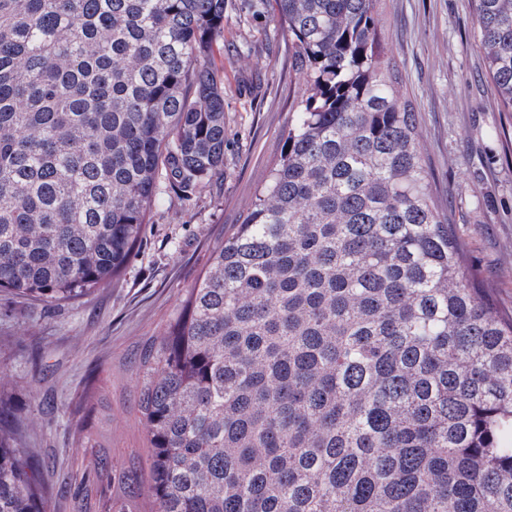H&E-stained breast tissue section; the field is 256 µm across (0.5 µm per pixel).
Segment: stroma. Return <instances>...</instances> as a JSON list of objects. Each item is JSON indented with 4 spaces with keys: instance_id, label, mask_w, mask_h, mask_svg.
I'll list each match as a JSON object with an SVG mask.
<instances>
[{
    "instance_id": "1",
    "label": "stroma",
    "mask_w": 512,
    "mask_h": 512,
    "mask_svg": "<svg viewBox=\"0 0 512 512\" xmlns=\"http://www.w3.org/2000/svg\"><path fill=\"white\" fill-rule=\"evenodd\" d=\"M383 25L401 71V94L419 120L433 187L466 243L465 262L512 313V112L474 38L471 0H386ZM295 47L273 12L225 0L224 170L191 199L165 194L120 276L90 295L50 303L0 292V388L14 413L35 418L46 485L85 468L70 425L85 412L98 442L122 466L143 465L134 402L144 342L193 288L213 243L241 223L277 158L305 91ZM94 384H87V375Z\"/></svg>"
}]
</instances>
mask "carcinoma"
<instances>
[{
  "mask_svg": "<svg viewBox=\"0 0 512 512\" xmlns=\"http://www.w3.org/2000/svg\"><path fill=\"white\" fill-rule=\"evenodd\" d=\"M512 112V0H473ZM304 75L242 223L143 346L148 473L90 448L74 512H512V314L465 264L385 0H255ZM224 0H0V291L72 302L224 170ZM0 401V512H47Z\"/></svg>",
  "mask_w": 512,
  "mask_h": 512,
  "instance_id": "carcinoma-1",
  "label": "carcinoma"
}]
</instances>
